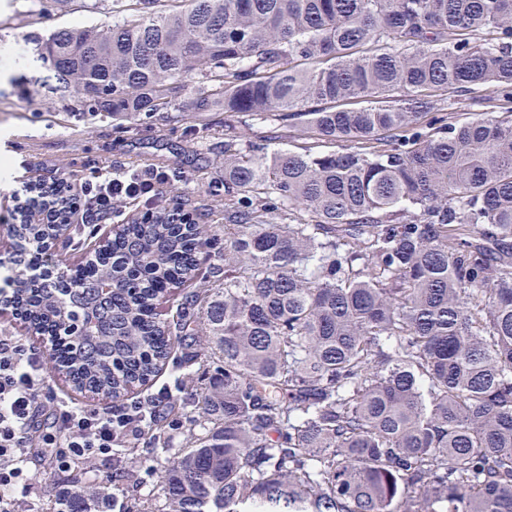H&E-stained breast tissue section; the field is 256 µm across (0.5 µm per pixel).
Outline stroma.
<instances>
[{
	"label": "stroma",
	"instance_id": "stroma-1",
	"mask_svg": "<svg viewBox=\"0 0 512 512\" xmlns=\"http://www.w3.org/2000/svg\"><path fill=\"white\" fill-rule=\"evenodd\" d=\"M31 0H0V50L16 46L35 34L58 29H73L108 20L113 0H52L48 13H31ZM47 72L38 64L17 66L9 77L0 76V158L9 167L0 175V262H10L13 245L7 234L16 201L15 183H45L59 174L72 182L97 170L110 168L143 170L154 165L171 175L170 182L159 185L165 199L194 193L208 200L212 221L224 222V128L237 120L221 112L205 117L196 113L172 111L153 119L130 121L116 127L108 118L78 120L61 112L45 82ZM114 224L104 220L93 236L83 234L79 224L69 225L65 234L54 242L51 259L59 268L75 267L104 247L112 237ZM197 270L178 287L167 290L160 298L157 313L161 320L176 324L187 296L213 287L214 268L223 266L216 248L205 245L197 254ZM203 348L202 336H189L174 345L162 370L148 383L134 387L129 398H145L163 384H171L170 417L175 427L166 429L156 441L151 465L133 473L120 471L117 461L93 460L72 473L50 471L41 462L31 463L30 502L37 512H51L56 491L61 484L92 486L94 476L111 475L121 488L113 505L115 512H133L135 506L152 489L158 488L161 466L177 449L189 446L200 413L197 397L221 364L218 359L195 361ZM56 402H76L89 409L110 407L109 399L74 389L64 373L49 372L39 394L40 409Z\"/></svg>",
	"mask_w": 512,
	"mask_h": 512
}]
</instances>
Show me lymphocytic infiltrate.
<instances>
[{
  "instance_id": "lymphocytic-infiltrate-1",
  "label": "lymphocytic infiltrate",
  "mask_w": 512,
  "mask_h": 512,
  "mask_svg": "<svg viewBox=\"0 0 512 512\" xmlns=\"http://www.w3.org/2000/svg\"><path fill=\"white\" fill-rule=\"evenodd\" d=\"M162 172L122 171L109 177L83 180L70 210L80 224L114 216L113 203L156 198ZM43 357L28 351L14 336H0V512H29L16 491L26 480V464L34 455L46 457L54 468L76 471L99 458H111L121 440H142L157 409L171 393L160 389L144 401L115 404L97 411L74 404H59L50 425L38 420L36 396L44 382ZM41 432L38 446H31L33 432Z\"/></svg>"
}]
</instances>
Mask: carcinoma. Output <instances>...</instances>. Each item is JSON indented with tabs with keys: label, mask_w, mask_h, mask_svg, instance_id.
Instances as JSON below:
<instances>
[{
	"label": "carcinoma",
	"mask_w": 512,
	"mask_h": 512,
	"mask_svg": "<svg viewBox=\"0 0 512 512\" xmlns=\"http://www.w3.org/2000/svg\"><path fill=\"white\" fill-rule=\"evenodd\" d=\"M34 43L69 115L150 119L191 81V111L305 139L225 130L224 287L178 324L224 367L159 512H512V0H131ZM475 86L494 110L435 111ZM70 206L32 189L15 266ZM215 233L158 208L60 281L17 275L15 306L117 399L169 357L156 301ZM252 131L257 137H263L265 139L271 138L272 146L277 147H288L290 149H296L302 144V140L298 139L297 132L294 129H288L286 127H278L273 129L272 126L267 124H255Z\"/></svg>",
	"instance_id": "carcinoma-1"
}]
</instances>
